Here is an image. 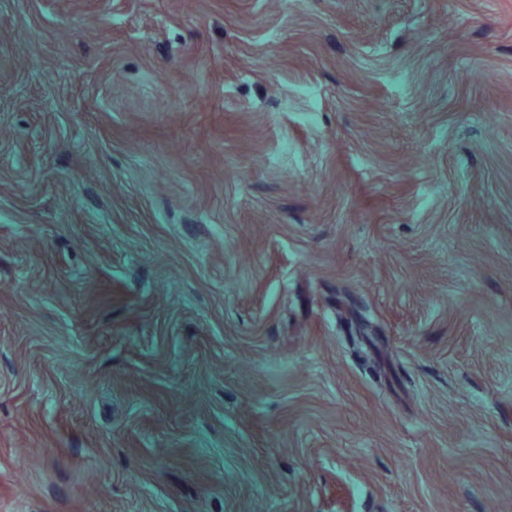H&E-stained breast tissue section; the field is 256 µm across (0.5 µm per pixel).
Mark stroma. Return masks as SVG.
Instances as JSON below:
<instances>
[{
	"mask_svg": "<svg viewBox=\"0 0 512 512\" xmlns=\"http://www.w3.org/2000/svg\"><path fill=\"white\" fill-rule=\"evenodd\" d=\"M0 512H512V0H0Z\"/></svg>",
	"mask_w": 512,
	"mask_h": 512,
	"instance_id": "1",
	"label": "stroma"
}]
</instances>
